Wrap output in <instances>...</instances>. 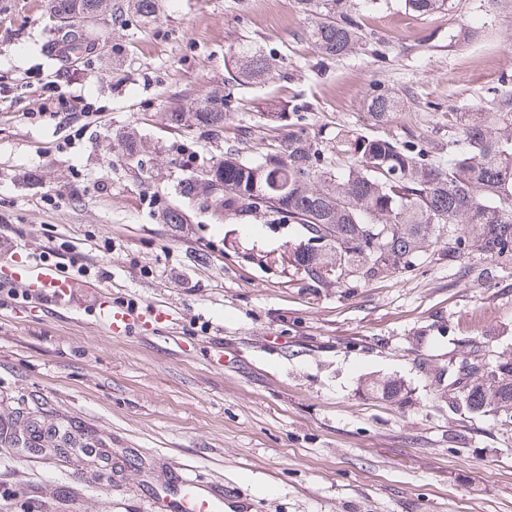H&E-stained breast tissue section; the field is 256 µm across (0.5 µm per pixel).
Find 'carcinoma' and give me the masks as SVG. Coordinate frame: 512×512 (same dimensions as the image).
<instances>
[{"mask_svg":"<svg viewBox=\"0 0 512 512\" xmlns=\"http://www.w3.org/2000/svg\"><path fill=\"white\" fill-rule=\"evenodd\" d=\"M383 0H298L315 14L307 31L324 57L354 52L366 35L361 11ZM418 15L445 9L448 0H405ZM157 0H134L132 17L156 18ZM112 15V0H50L47 53L64 43L77 52L93 49L84 22ZM274 55L252 43L229 56L231 80L264 82L275 72ZM230 97L219 92L189 111L175 108L170 125L202 128L212 139L224 134ZM403 100L377 86L366 102L375 126L388 124ZM114 140L123 156L140 161L143 143L131 132ZM189 200L211 201L218 219L262 218L268 224H300L305 243L290 253L293 266L322 282L321 271L339 267L360 279L406 270L440 224H468L473 245L498 256L512 252V102L494 112H464L448 157L435 159L422 143L390 136L288 132L268 140L256 157L231 149L224 158L183 181ZM458 400L477 413L512 414V359L477 374ZM11 448H102L100 438L45 428L35 418L0 422V445Z\"/></svg>","mask_w":512,"mask_h":512,"instance_id":"cac0c4a2","label":"carcinoma"}]
</instances>
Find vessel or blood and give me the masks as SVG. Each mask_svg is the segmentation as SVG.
Returning a JSON list of instances; mask_svg holds the SVG:
<instances>
[{
  "label": "vessel or blood",
  "instance_id": "b4317fda",
  "mask_svg": "<svg viewBox=\"0 0 512 512\" xmlns=\"http://www.w3.org/2000/svg\"><path fill=\"white\" fill-rule=\"evenodd\" d=\"M14 280L35 299H54L61 304L78 294L92 299L98 324L111 335L137 326L151 329L173 320L170 310L162 304L152 305L142 312L113 305L111 288L94 281L74 279L51 264H29L15 274ZM231 496V489H212L185 472L179 481L175 508L177 512H224V504Z\"/></svg>",
  "mask_w": 512,
  "mask_h": 512
}]
</instances>
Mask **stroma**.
<instances>
[{"instance_id":"stroma-1","label":"stroma","mask_w":512,"mask_h":512,"mask_svg":"<svg viewBox=\"0 0 512 512\" xmlns=\"http://www.w3.org/2000/svg\"><path fill=\"white\" fill-rule=\"evenodd\" d=\"M48 3L0 11V256L23 265L69 241L76 262L110 271L115 305L165 303L174 321L108 336L84 298L8 299L0 417L101 438L110 454L0 446V512H150L182 469L234 486L247 512H512V420L440 401L434 381L462 358L512 355V253L449 261L469 232L453 224L397 275L315 283L289 263L300 225L220 221L177 191L227 149L260 151L272 103L312 134L441 148L457 113L512 100V0L426 17L387 0L339 59L310 43L297 0H161L148 25L92 21V53L65 62L43 51ZM245 41L281 68L231 88L223 140L172 128L171 108L223 87ZM378 82L404 101L383 127L365 109ZM57 85L86 111H56ZM120 128L146 141L140 163L110 153ZM161 203L187 223H162ZM375 378L403 400L365 395Z\"/></svg>"}]
</instances>
